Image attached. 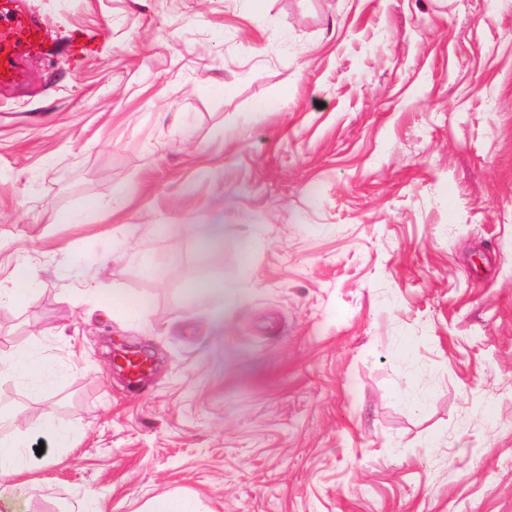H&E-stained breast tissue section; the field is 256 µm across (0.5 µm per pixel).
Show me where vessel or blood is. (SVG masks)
Here are the masks:
<instances>
[{
	"label": "vessel or blood",
	"mask_w": 512,
	"mask_h": 512,
	"mask_svg": "<svg viewBox=\"0 0 512 512\" xmlns=\"http://www.w3.org/2000/svg\"><path fill=\"white\" fill-rule=\"evenodd\" d=\"M42 34L40 22L22 0H0V86L20 81L27 58L51 54Z\"/></svg>",
	"instance_id": "obj_1"
}]
</instances>
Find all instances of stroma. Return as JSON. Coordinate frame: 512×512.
Listing matches in <instances>:
<instances>
[{
    "instance_id": "35a3bbf8",
    "label": "stroma",
    "mask_w": 512,
    "mask_h": 512,
    "mask_svg": "<svg viewBox=\"0 0 512 512\" xmlns=\"http://www.w3.org/2000/svg\"><path fill=\"white\" fill-rule=\"evenodd\" d=\"M25 2L55 54L0 87V284L40 286L0 357L70 375L0 412L77 445L23 512H512V0ZM42 429L53 441L55 448H71L74 435L52 412H47L41 422ZM142 512H201V502L191 496L166 495L149 500Z\"/></svg>"
}]
</instances>
